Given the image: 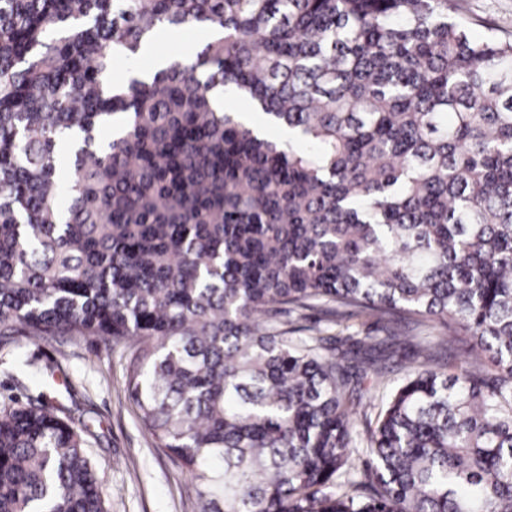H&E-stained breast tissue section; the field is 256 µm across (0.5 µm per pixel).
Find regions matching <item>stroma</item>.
<instances>
[{"label":"stroma","mask_w":512,"mask_h":512,"mask_svg":"<svg viewBox=\"0 0 512 512\" xmlns=\"http://www.w3.org/2000/svg\"><path fill=\"white\" fill-rule=\"evenodd\" d=\"M459 14L480 18L512 35V0H455ZM289 326L364 344L384 339L383 325L360 315L347 325L316 311L290 314ZM127 353L80 336L32 340L16 326L0 331V407L42 398L73 424L88 423L86 453L102 481L107 512H197L190 478L179 462L156 448L125 389Z\"/></svg>","instance_id":"1"}]
</instances>
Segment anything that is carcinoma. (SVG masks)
<instances>
[{
  "label": "carcinoma",
  "instance_id": "cac0c4a2",
  "mask_svg": "<svg viewBox=\"0 0 512 512\" xmlns=\"http://www.w3.org/2000/svg\"><path fill=\"white\" fill-rule=\"evenodd\" d=\"M454 12L0 0V326L130 348L199 512H512V38ZM168 28L221 36L111 78ZM308 309L388 336L346 366ZM87 431L0 409V512H106ZM283 321H288V328L302 327L306 330L289 333L288 336L322 335L332 337L354 336V339L361 340L362 343L369 345L374 341L384 339L388 336L383 325L375 318L360 315L351 318L343 325L337 326L334 322L326 321L318 311H305L302 315L291 313L290 315H280ZM348 326V329H346ZM311 329V330H307ZM318 330L315 333L312 330Z\"/></svg>",
  "mask_w": 512,
  "mask_h": 512
}]
</instances>
